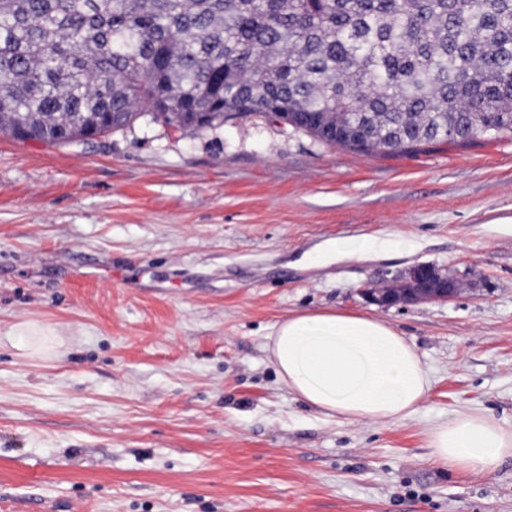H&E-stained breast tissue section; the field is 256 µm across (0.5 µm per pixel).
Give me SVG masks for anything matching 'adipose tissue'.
Returning <instances> with one entry per match:
<instances>
[{"instance_id":"obj_1","label":"adipose tissue","mask_w":512,"mask_h":512,"mask_svg":"<svg viewBox=\"0 0 512 512\" xmlns=\"http://www.w3.org/2000/svg\"><path fill=\"white\" fill-rule=\"evenodd\" d=\"M266 352L289 391L329 417L394 422L414 414L431 378L415 347L389 323L337 309L276 323ZM431 459L453 471L491 473L512 457V429L460 412L428 432Z\"/></svg>"}]
</instances>
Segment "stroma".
<instances>
[{"instance_id": "obj_1", "label": "stroma", "mask_w": 512, "mask_h": 512, "mask_svg": "<svg viewBox=\"0 0 512 512\" xmlns=\"http://www.w3.org/2000/svg\"><path fill=\"white\" fill-rule=\"evenodd\" d=\"M509 224L511 136L364 154L261 112L0 134V512H512V458L450 471L427 446L459 412L512 428ZM392 236L407 248L324 252ZM419 264L461 293L360 295ZM335 308L415 345L411 417L350 424L279 381L271 327Z\"/></svg>"}]
</instances>
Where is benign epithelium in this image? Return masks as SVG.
Returning <instances> with one entry per match:
<instances>
[{"label": "benign epithelium", "instance_id": "1", "mask_svg": "<svg viewBox=\"0 0 512 512\" xmlns=\"http://www.w3.org/2000/svg\"><path fill=\"white\" fill-rule=\"evenodd\" d=\"M458 292L459 288L454 280L427 264L415 266L399 285L361 289L363 296L387 306L421 301H448Z\"/></svg>", "mask_w": 512, "mask_h": 512}]
</instances>
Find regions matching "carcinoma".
Returning a JSON list of instances; mask_svg holds the SVG:
<instances>
[{
  "label": "carcinoma",
  "instance_id": "1",
  "mask_svg": "<svg viewBox=\"0 0 512 512\" xmlns=\"http://www.w3.org/2000/svg\"><path fill=\"white\" fill-rule=\"evenodd\" d=\"M252 112L368 153L511 135L512 0H0L1 133L69 145Z\"/></svg>",
  "mask_w": 512,
  "mask_h": 512
}]
</instances>
